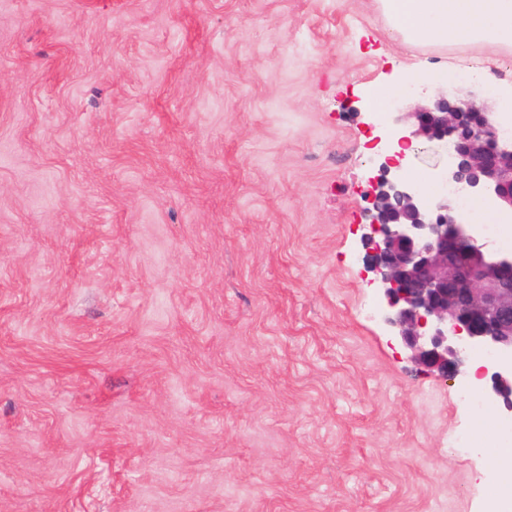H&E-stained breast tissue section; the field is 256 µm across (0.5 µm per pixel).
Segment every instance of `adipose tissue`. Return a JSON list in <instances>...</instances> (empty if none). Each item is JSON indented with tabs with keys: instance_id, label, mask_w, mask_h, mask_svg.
Masks as SVG:
<instances>
[{
	"instance_id": "ef3b65f1",
	"label": "adipose tissue",
	"mask_w": 512,
	"mask_h": 512,
	"mask_svg": "<svg viewBox=\"0 0 512 512\" xmlns=\"http://www.w3.org/2000/svg\"><path fill=\"white\" fill-rule=\"evenodd\" d=\"M407 45L448 43L512 48V0H379Z\"/></svg>"
}]
</instances>
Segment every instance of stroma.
I'll list each match as a JSON object with an SVG mask.
<instances>
[{
	"instance_id": "35a3bbf8",
	"label": "stroma",
	"mask_w": 512,
	"mask_h": 512,
	"mask_svg": "<svg viewBox=\"0 0 512 512\" xmlns=\"http://www.w3.org/2000/svg\"><path fill=\"white\" fill-rule=\"evenodd\" d=\"M463 65L512 121L377 0H0V512H512L363 262L372 92Z\"/></svg>"
}]
</instances>
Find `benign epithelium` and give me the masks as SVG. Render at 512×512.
Listing matches in <instances>:
<instances>
[{"mask_svg":"<svg viewBox=\"0 0 512 512\" xmlns=\"http://www.w3.org/2000/svg\"><path fill=\"white\" fill-rule=\"evenodd\" d=\"M385 132L363 235L379 311L416 361L439 377L461 374L471 348L491 352L484 399L512 413V253L479 241L448 202L390 175L394 145L443 142L450 147L448 183L512 213V138L502 136L494 113L453 93L397 113Z\"/></svg>","mask_w":512,"mask_h":512,"instance_id":"benign-epithelium-1","label":"benign epithelium"}]
</instances>
